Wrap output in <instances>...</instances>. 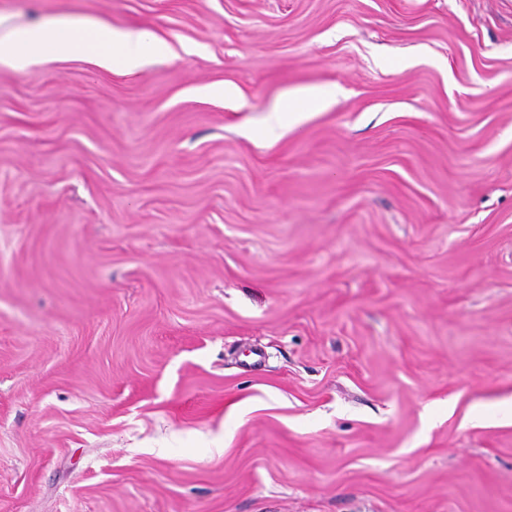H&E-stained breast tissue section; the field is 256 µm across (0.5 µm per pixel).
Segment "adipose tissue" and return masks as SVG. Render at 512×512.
<instances>
[{"instance_id":"obj_1","label":"adipose tissue","mask_w":512,"mask_h":512,"mask_svg":"<svg viewBox=\"0 0 512 512\" xmlns=\"http://www.w3.org/2000/svg\"><path fill=\"white\" fill-rule=\"evenodd\" d=\"M170 54L168 43L150 32L116 29L93 19L60 18L0 39V66L14 70L35 62L79 57L102 69L131 73L148 60ZM332 98L328 87L286 90L270 107L267 126L273 134H281L307 115L325 110Z\"/></svg>"}]
</instances>
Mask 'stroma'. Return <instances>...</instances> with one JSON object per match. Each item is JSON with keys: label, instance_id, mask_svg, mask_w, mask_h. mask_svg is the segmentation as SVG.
<instances>
[{"label": "stroma", "instance_id": "1", "mask_svg": "<svg viewBox=\"0 0 512 512\" xmlns=\"http://www.w3.org/2000/svg\"><path fill=\"white\" fill-rule=\"evenodd\" d=\"M63 16L172 54L0 66V512H512V0H0V38ZM334 94L331 88L306 86L285 90L272 104L266 118L269 130L279 136L307 115L325 110Z\"/></svg>", "mask_w": 512, "mask_h": 512}]
</instances>
